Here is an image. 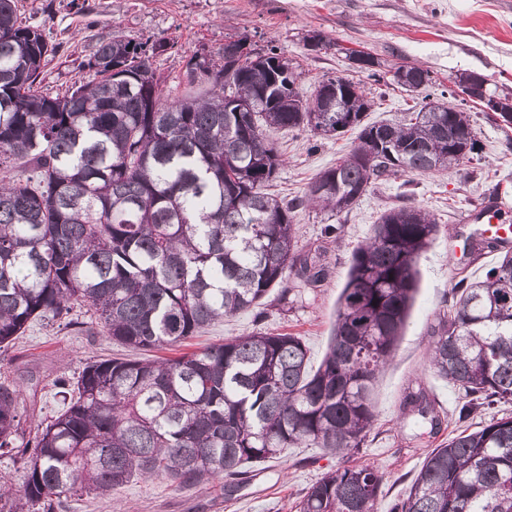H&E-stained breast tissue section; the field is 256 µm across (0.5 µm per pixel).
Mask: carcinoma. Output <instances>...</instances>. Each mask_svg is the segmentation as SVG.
<instances>
[{
    "mask_svg": "<svg viewBox=\"0 0 512 512\" xmlns=\"http://www.w3.org/2000/svg\"><path fill=\"white\" fill-rule=\"evenodd\" d=\"M247 36L215 55H190L183 92L164 94L156 59L163 38L113 35L80 64L88 74L54 96L40 75L58 47L0 0V345L30 323L89 307L113 341L134 349L182 344L239 312L261 316L265 299L292 273L302 288L328 277L295 250L293 213L314 205L340 212L375 180L458 163L448 135L480 150L469 116L435 111L428 70L405 65L392 81L422 86L406 123H366L360 83L329 78L311 95L275 45L255 54ZM376 81V63L349 51ZM234 76L237 111L225 95ZM308 127L357 132L358 144L320 171L303 196L267 192L283 164L272 134ZM439 225L423 208L385 212L352 256L336 320L318 367L301 337L257 329L165 359L88 363L63 408L15 445L19 390L0 382V460L22 472L0 485V512H53L83 494L107 495L135 478L192 486L236 476L285 448L346 456L375 421L371 394L391 360L415 292V266ZM456 301L437 317L430 371L463 392L459 425L481 408L512 404V255L479 277H462ZM404 414L437 433L444 410L420 386ZM383 476L342 466L305 492L299 512H374ZM389 512H512V413L467 428L425 457Z\"/></svg>",
    "mask_w": 512,
    "mask_h": 512,
    "instance_id": "1",
    "label": "carcinoma"
}]
</instances>
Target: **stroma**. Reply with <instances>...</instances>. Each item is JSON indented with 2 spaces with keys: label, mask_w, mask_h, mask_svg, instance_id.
Instances as JSON below:
<instances>
[{
  "label": "stroma",
  "mask_w": 512,
  "mask_h": 512,
  "mask_svg": "<svg viewBox=\"0 0 512 512\" xmlns=\"http://www.w3.org/2000/svg\"><path fill=\"white\" fill-rule=\"evenodd\" d=\"M67 2L18 0L23 18L40 26L60 48L44 69L42 90L50 94L80 77L79 63L99 38L110 34L176 42L177 52L156 60L164 91L175 94L185 56L215 53L227 37L244 33L258 48L275 42L298 65L304 92L328 78L360 82L374 100L365 117L369 123L399 120L413 106L414 95L392 80L377 82L357 72L345 55L349 48L371 52L386 73L406 62L429 70L436 96L454 89L460 76L470 71L483 74L489 90L512 95V0H88L90 9L82 16L71 13ZM48 3L53 6L49 12L44 9ZM310 31L325 37L323 49L306 46L304 37ZM461 106L481 147L471 162L372 182L356 205L332 216L311 207L296 212L298 251L321 249L329 267L322 286L302 289L296 278H289V302L270 293L262 321H255L253 313H239L182 345L152 352L156 358L177 356L246 335L259 325L274 334L301 337L313 362H320L354 249L386 210L425 208L440 231L417 261L413 305L394 356L375 384L374 430L347 460L383 474L375 512H388L391 503L405 495L424 458L447 441L450 432L445 426L433 437L415 438L400 414L404 389L421 381L433 387L444 409L454 410L461 402L458 390L429 371L426 349L438 312L453 303L452 286L472 268L465 244L476 216L484 203L499 199L502 221L512 224V127L487 122L481 106L472 101H462ZM275 140L284 163L272 191L289 200L303 195L318 172L334 166L353 147L355 135L327 138L305 127L277 132ZM331 222L342 225L343 232L339 240L326 242L321 230ZM88 319L85 307L74 306L69 320L33 322L23 336L0 349V381L20 391V442H31L38 425L61 410L60 383L76 382L86 363L132 357V350L99 331L86 330ZM343 461L319 448H291L248 469L232 488L220 479L190 488L167 479H135L108 496L65 500L60 512H298L307 488Z\"/></svg>",
  "instance_id": "stroma-1"
}]
</instances>
